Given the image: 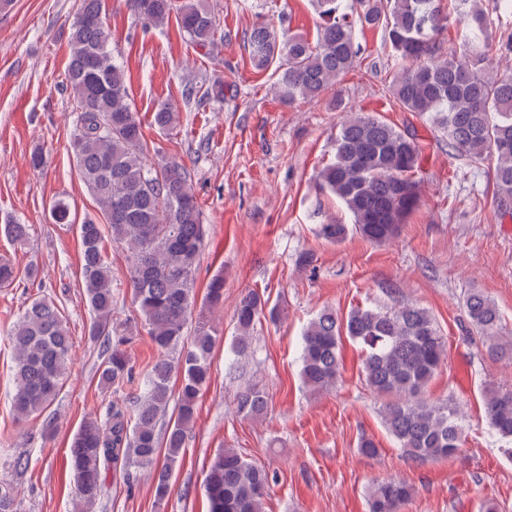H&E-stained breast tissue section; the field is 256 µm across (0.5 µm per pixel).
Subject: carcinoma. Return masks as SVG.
Here are the masks:
<instances>
[{
  "instance_id": "1",
  "label": "carcinoma",
  "mask_w": 512,
  "mask_h": 512,
  "mask_svg": "<svg viewBox=\"0 0 512 512\" xmlns=\"http://www.w3.org/2000/svg\"><path fill=\"white\" fill-rule=\"evenodd\" d=\"M322 20L312 44L294 36L282 44L276 32L258 24L247 35L254 65L275 66L274 90L285 103L316 101L336 85L356 62L361 47L356 27H379L391 50L395 73L388 91L408 112L427 117L443 132L448 149L459 157L492 164L493 200L498 211L512 213V76L491 73L483 36L492 19L477 0H312ZM142 28L177 18L184 36L212 51L224 41L215 19L199 0H126ZM105 0H79L69 41L66 88L75 105L72 151L79 176L90 191L97 213L78 225L81 286L93 311L89 336L100 343L101 389L116 398L104 413L87 417L70 445V466L77 494L91 509L103 495L106 470L119 464L126 479L136 473L153 478L158 504L171 488L175 464L182 456L198 400L211 378V354L217 328L204 316L189 327L196 305L194 278L204 241V227L190 171L175 159L150 155L142 122L133 109L124 69L111 48L104 21ZM464 26L460 49L441 51L438 37L448 19ZM186 104L200 108L224 99V83L206 89L189 83ZM177 110L161 103L153 123L161 130L177 125ZM420 149L409 131H401L371 114L346 116L336 135L335 159L320 170L319 188L339 199L352 223L321 224L318 235L341 244L358 234L380 244L392 240L420 204ZM55 224H69L70 206L60 197L49 206ZM31 225L11 219L0 233L21 245ZM127 251V280L143 326L158 357L137 380L126 345L132 330L117 326L112 310L118 290L106 260V239ZM19 280L8 259L0 257V288ZM206 303L224 302V275L208 285ZM463 308L485 355L512 362V336L501 334L495 303L483 292L464 294ZM274 320L278 310L258 292L243 297L235 309V353L251 344L259 317ZM349 338L363 352L361 378L384 399L383 423L408 459L426 462L454 455L466 437L459 405L433 400L427 388L444 363L447 341L433 316L405 296L389 308L354 307L339 316L321 310L301 339V378L312 390L329 388L339 376V351ZM14 350L11 405L20 419L44 412L57 398L70 363V332L53 301L35 297L9 333ZM180 374L177 414L159 429L172 398L171 382ZM235 411L254 416L268 407L265 393L246 388L234 399ZM491 432L512 457V386L484 391ZM277 475L224 448L211 461L205 478L208 512H265ZM17 486L0 481V512H14ZM413 495L407 482L390 478L368 491L369 512H400Z\"/></svg>"
}]
</instances>
